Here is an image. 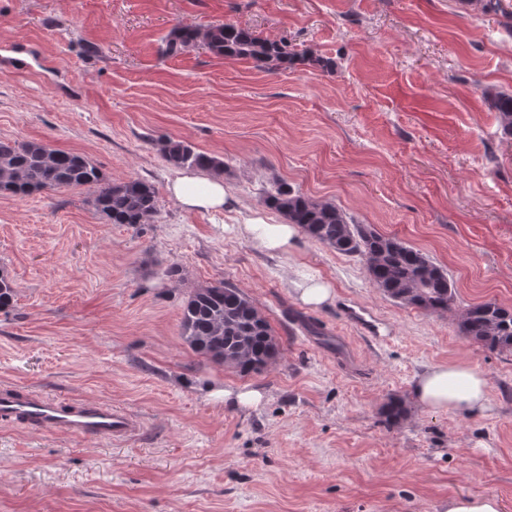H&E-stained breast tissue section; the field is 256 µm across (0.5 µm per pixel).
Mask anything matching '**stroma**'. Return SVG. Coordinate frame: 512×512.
Instances as JSON below:
<instances>
[{
  "instance_id": "35a3bbf8",
  "label": "stroma",
  "mask_w": 512,
  "mask_h": 512,
  "mask_svg": "<svg viewBox=\"0 0 512 512\" xmlns=\"http://www.w3.org/2000/svg\"><path fill=\"white\" fill-rule=\"evenodd\" d=\"M225 22L303 59L268 70L201 47L165 55L174 27ZM496 92L512 93V0H0V140L79 154L157 193L131 226L85 187L0 191L15 291L0 383L103 401L140 426L105 442L0 420V512H438L460 494L512 512V350L458 327L470 305L512 307V140ZM166 138L223 159L233 210L181 208L155 146ZM279 181L429 256L454 284L452 311L392 301L359 256L303 233L292 253L257 249L237 226ZM306 277L333 301L301 304L291 282ZM221 281L279 343L260 372L182 336L189 293ZM457 359L487 377L489 411L416 406V377ZM245 386L259 407L225 402ZM393 397L408 415L390 425ZM492 106L498 113L502 134L512 136V94L498 92L492 96Z\"/></svg>"
}]
</instances>
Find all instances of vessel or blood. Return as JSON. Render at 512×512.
<instances>
[{
	"instance_id": "1",
	"label": "vessel or blood",
	"mask_w": 512,
	"mask_h": 512,
	"mask_svg": "<svg viewBox=\"0 0 512 512\" xmlns=\"http://www.w3.org/2000/svg\"><path fill=\"white\" fill-rule=\"evenodd\" d=\"M0 417L96 440L123 439L135 430V422L128 413L102 402H65L9 386L0 388Z\"/></svg>"
}]
</instances>
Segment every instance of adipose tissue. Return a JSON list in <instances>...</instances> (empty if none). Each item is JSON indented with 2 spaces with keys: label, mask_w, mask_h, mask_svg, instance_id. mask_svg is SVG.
Here are the masks:
<instances>
[{
  "label": "adipose tissue",
  "mask_w": 512,
  "mask_h": 512,
  "mask_svg": "<svg viewBox=\"0 0 512 512\" xmlns=\"http://www.w3.org/2000/svg\"><path fill=\"white\" fill-rule=\"evenodd\" d=\"M171 196L186 210L209 212L232 206L233 196L221 180H204L183 171L168 186ZM260 250L289 252L298 233L294 224H271L260 215L248 217L238 227ZM489 383L486 376L464 361L443 362L418 375L413 396L422 408L433 411H484L488 408Z\"/></svg>",
  "instance_id": "adipose-tissue-1"
}]
</instances>
